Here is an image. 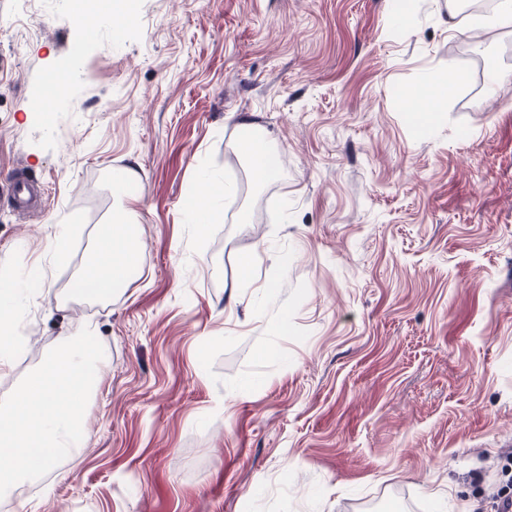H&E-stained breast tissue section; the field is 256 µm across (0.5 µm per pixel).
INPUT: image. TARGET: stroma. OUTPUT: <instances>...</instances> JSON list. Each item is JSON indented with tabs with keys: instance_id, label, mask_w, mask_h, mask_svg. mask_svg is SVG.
Listing matches in <instances>:
<instances>
[{
	"instance_id": "stroma-1",
	"label": "stroma",
	"mask_w": 512,
	"mask_h": 512,
	"mask_svg": "<svg viewBox=\"0 0 512 512\" xmlns=\"http://www.w3.org/2000/svg\"><path fill=\"white\" fill-rule=\"evenodd\" d=\"M134 0L127 24L69 0H0L4 300L36 336L77 322L107 364L86 446L9 512H495L512 477V28L468 39L445 0ZM67 73L46 121L42 77ZM456 73L432 125L401 92ZM263 133L275 178L242 141ZM131 172L132 199L112 189ZM234 189L196 239L190 195ZM128 209L141 259L116 293L76 279ZM72 246L55 259L58 225ZM255 252V282L241 256ZM272 291H265V284ZM273 347L277 358L260 352ZM36 181L24 168H14L1 183L0 194L18 212L36 210L41 203V189Z\"/></svg>"
}]
</instances>
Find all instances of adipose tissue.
<instances>
[{"mask_svg":"<svg viewBox=\"0 0 512 512\" xmlns=\"http://www.w3.org/2000/svg\"><path fill=\"white\" fill-rule=\"evenodd\" d=\"M139 254L140 245L127 217L100 225L92 257L77 279L79 293L101 299L122 288L135 272Z\"/></svg>","mask_w":512,"mask_h":512,"instance_id":"obj_1","label":"adipose tissue"}]
</instances>
